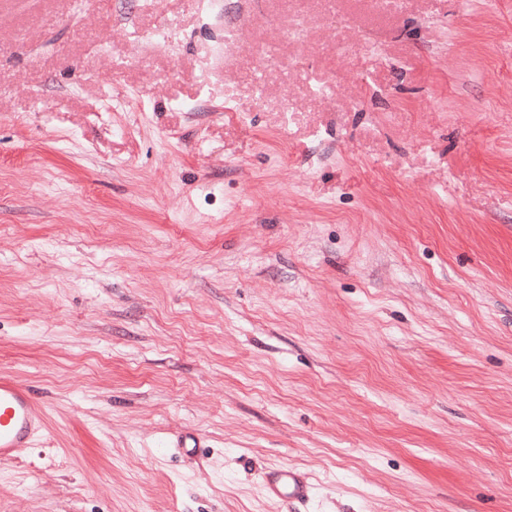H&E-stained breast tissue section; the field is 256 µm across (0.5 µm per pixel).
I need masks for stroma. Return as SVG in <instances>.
Masks as SVG:
<instances>
[{
	"mask_svg": "<svg viewBox=\"0 0 512 512\" xmlns=\"http://www.w3.org/2000/svg\"><path fill=\"white\" fill-rule=\"evenodd\" d=\"M151 2L0 0V512H512V0ZM208 4L213 11L218 10L224 17V42L231 44L236 39L240 27V13L235 11L234 1L209 0ZM46 429V414L33 392L1 377L0 457H12L33 448ZM267 494L290 502H304L309 499L311 484L307 477L289 468L269 471L264 477Z\"/></svg>",
	"mask_w": 512,
	"mask_h": 512,
	"instance_id": "35a3bbf8",
	"label": "stroma"
}]
</instances>
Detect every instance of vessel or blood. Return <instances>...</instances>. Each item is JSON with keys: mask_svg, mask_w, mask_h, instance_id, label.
Masks as SVG:
<instances>
[{"mask_svg": "<svg viewBox=\"0 0 512 512\" xmlns=\"http://www.w3.org/2000/svg\"><path fill=\"white\" fill-rule=\"evenodd\" d=\"M47 429L46 414L33 392L17 382L0 378V457H12L33 447ZM267 494L290 502L309 499L307 477L289 468L269 471L264 477Z\"/></svg>", "mask_w": 512, "mask_h": 512, "instance_id": "vessel-or-blood-1", "label": "vessel or blood"}]
</instances>
